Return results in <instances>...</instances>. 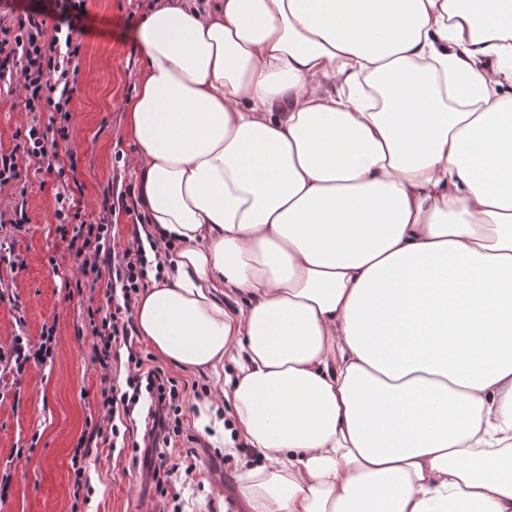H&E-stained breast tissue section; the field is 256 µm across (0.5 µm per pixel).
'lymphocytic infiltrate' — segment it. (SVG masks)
Segmentation results:
<instances>
[{
	"mask_svg": "<svg viewBox=\"0 0 512 512\" xmlns=\"http://www.w3.org/2000/svg\"><path fill=\"white\" fill-rule=\"evenodd\" d=\"M56 4L59 22L50 24L32 13L15 24L0 25V80L22 79L25 108L30 112L40 111L45 103L65 112L79 72L76 30L61 23L74 8L75 0H56ZM149 267L145 251L138 244L126 249L112 268L120 293L113 296L110 311L92 326L94 359L101 368H108L117 358V346L130 342L132 311L141 289L149 284ZM185 392V386L168 376L163 367L146 363L138 352H129L125 380L107 375L102 378L100 397L106 422L95 427L91 436L114 441L120 435V422L129 419L144 398L150 402L148 413L157 430L178 433Z\"/></svg>",
	"mask_w": 512,
	"mask_h": 512,
	"instance_id": "obj_1",
	"label": "lymphocytic infiltrate"
}]
</instances>
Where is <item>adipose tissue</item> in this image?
I'll return each mask as SVG.
<instances>
[{
    "mask_svg": "<svg viewBox=\"0 0 512 512\" xmlns=\"http://www.w3.org/2000/svg\"><path fill=\"white\" fill-rule=\"evenodd\" d=\"M135 323L233 360L251 512H512V0H156ZM228 298L245 299L238 311Z\"/></svg>",
    "mask_w": 512,
    "mask_h": 512,
    "instance_id": "ef3b65f1",
    "label": "adipose tissue"
}]
</instances>
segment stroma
<instances>
[{
	"label": "stroma",
	"mask_w": 512,
	"mask_h": 512,
	"mask_svg": "<svg viewBox=\"0 0 512 512\" xmlns=\"http://www.w3.org/2000/svg\"><path fill=\"white\" fill-rule=\"evenodd\" d=\"M152 3L85 0L68 121L48 104L38 113L27 112L22 93L0 90V150L11 151L30 123L68 127L53 170L18 154L13 192L0 199L5 225L0 234L11 251L9 261L0 262V472L11 476L0 512H250L239 488L261 458L251 448L228 450L202 435L191 413L198 394L213 391L216 375L183 370L160 357L156 365L191 387L183 432L170 444L169 461L177 464L191 454L196 470L159 492L151 478L160 463L158 452L142 444L152 426L142 404L134 414L135 446L116 450L98 440L90 443L82 461L90 491L87 499L75 496L74 450L102 416V371L93 361L90 320L107 309L112 265L102 263L96 285L79 284L81 259L67 247L76 221L59 222L55 193L58 182L66 181L82 208L81 220H106L108 248L120 252L131 246L135 217L123 211L103 217L99 210L103 201L135 187L128 163L135 146L123 104L135 95L139 78L133 30ZM20 213L25 224L11 228ZM48 328L56 338L52 362L17 371L10 361L15 340L38 348ZM21 469L26 478L18 477Z\"/></svg>",
	"instance_id": "1"
}]
</instances>
